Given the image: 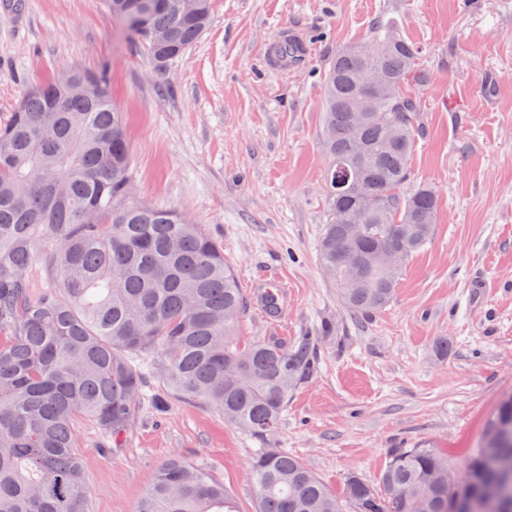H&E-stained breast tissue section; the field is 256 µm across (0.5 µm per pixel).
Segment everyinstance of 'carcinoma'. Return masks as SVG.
Here are the masks:
<instances>
[{"instance_id":"cac0c4a2","label":"carcinoma","mask_w":512,"mask_h":512,"mask_svg":"<svg viewBox=\"0 0 512 512\" xmlns=\"http://www.w3.org/2000/svg\"><path fill=\"white\" fill-rule=\"evenodd\" d=\"M107 0L150 62L176 61L209 28L212 0H151L144 12ZM422 50L388 21L336 50L323 73L324 192L330 205L322 265L343 304L368 316L392 298L402 267L371 263L399 247L404 260L430 239L438 197L411 185L431 81ZM381 89L361 99L354 76ZM50 245V288L34 298L35 242ZM248 298L224 252L176 211L133 199L129 143L106 71L76 68L32 87L0 127V512H86L74 419H93L121 447L152 368L183 397L261 440L278 429L291 391L316 371L312 339L288 347L245 340ZM495 453L471 456L475 481L497 477L501 496L478 512H512V396L491 416ZM448 459L424 444L391 448L378 487L348 479L339 500L298 457L261 448L251 464L257 512H448ZM136 512H239L205 467L162 464Z\"/></svg>"}]
</instances>
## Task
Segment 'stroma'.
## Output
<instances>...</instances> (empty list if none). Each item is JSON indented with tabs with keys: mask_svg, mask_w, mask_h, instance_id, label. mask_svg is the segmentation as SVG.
<instances>
[{
	"mask_svg": "<svg viewBox=\"0 0 512 512\" xmlns=\"http://www.w3.org/2000/svg\"><path fill=\"white\" fill-rule=\"evenodd\" d=\"M21 3L0 8V125L32 85L106 70L138 199L209 232L254 304L284 289L279 314L254 307L243 336H308L318 355L265 441L155 373L120 450L77 418L88 512H135L175 455L204 465L240 512H255L248 470L264 446L298 456L338 494L353 476L375 483L391 448L423 443L461 470L512 394V0H214L208 30L163 74L106 0ZM379 16L424 47L433 75L412 168L437 188L438 211L389 304L366 317L343 305L319 259L321 74ZM287 32L306 37V59L270 70L263 45Z\"/></svg>",
	"mask_w": 512,
	"mask_h": 512,
	"instance_id": "35a3bbf8",
	"label": "stroma"
}]
</instances>
